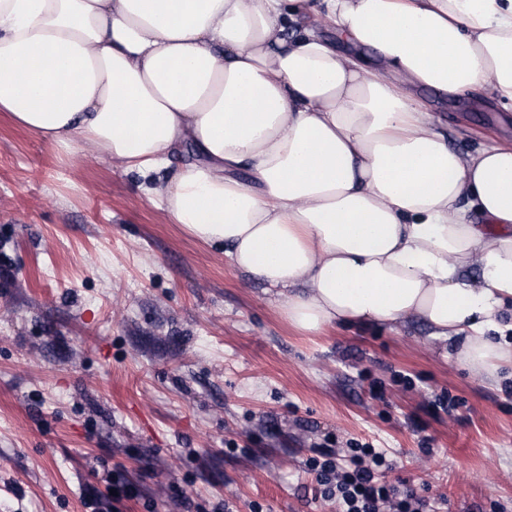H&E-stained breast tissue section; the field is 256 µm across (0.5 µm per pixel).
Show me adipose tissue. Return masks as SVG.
<instances>
[{
	"instance_id": "1",
	"label": "adipose tissue",
	"mask_w": 512,
	"mask_h": 512,
	"mask_svg": "<svg viewBox=\"0 0 512 512\" xmlns=\"http://www.w3.org/2000/svg\"><path fill=\"white\" fill-rule=\"evenodd\" d=\"M420 88L512 106V0H0V112L158 175L145 193L295 329L417 318L493 381L512 141L453 151Z\"/></svg>"
}]
</instances>
